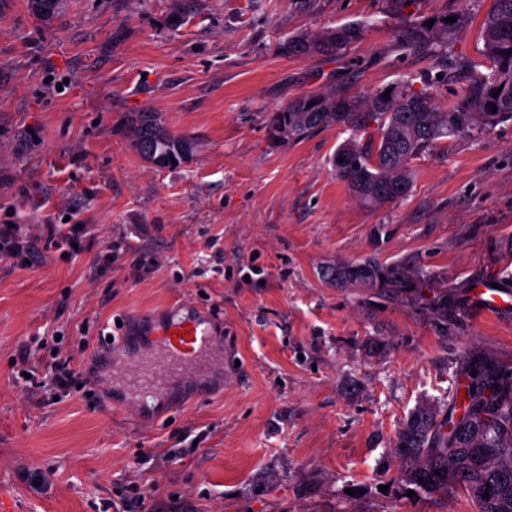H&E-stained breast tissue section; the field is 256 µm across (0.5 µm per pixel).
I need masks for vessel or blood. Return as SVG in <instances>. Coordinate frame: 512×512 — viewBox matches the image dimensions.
Returning <instances> with one entry per match:
<instances>
[{
    "label": "vessel or blood",
    "instance_id": "vessel-or-blood-1",
    "mask_svg": "<svg viewBox=\"0 0 512 512\" xmlns=\"http://www.w3.org/2000/svg\"><path fill=\"white\" fill-rule=\"evenodd\" d=\"M486 311H504L512 306L498 289L483 287L475 292ZM139 329L144 340L133 349L129 361L135 366L133 392L141 403L158 396L171 371L194 382L204 381L209 366L224 357V339L217 335L205 312L176 308L158 317L137 313L123 316L120 334Z\"/></svg>",
    "mask_w": 512,
    "mask_h": 512
}]
</instances>
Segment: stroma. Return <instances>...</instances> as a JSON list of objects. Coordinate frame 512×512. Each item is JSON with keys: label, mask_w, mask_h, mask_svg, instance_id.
Segmentation results:
<instances>
[{"label": "stroma", "mask_w": 512, "mask_h": 512, "mask_svg": "<svg viewBox=\"0 0 512 512\" xmlns=\"http://www.w3.org/2000/svg\"><path fill=\"white\" fill-rule=\"evenodd\" d=\"M0 0V225L20 237L63 219L80 250L0 259V489L14 512H135L139 492L182 512H477L463 491L409 493L392 454L401 420L440 406L470 353L512 364V310L479 313L476 287L512 278V119L438 141L408 195L360 203L332 165L348 138L320 128L273 143L294 97L366 95L399 79L450 107L488 72L493 0ZM466 13L450 45L469 68L436 76L394 31ZM349 22L335 57H288L298 32ZM161 113L193 153L161 168L136 150L135 112ZM423 272L396 297L328 269L364 257ZM447 296L448 313L432 304ZM210 309L224 366L209 396L181 382L117 409L112 378L62 389L58 356L87 361L113 319Z\"/></svg>", "instance_id": "1"}]
</instances>
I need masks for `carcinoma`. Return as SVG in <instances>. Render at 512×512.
<instances>
[{
    "mask_svg": "<svg viewBox=\"0 0 512 512\" xmlns=\"http://www.w3.org/2000/svg\"><path fill=\"white\" fill-rule=\"evenodd\" d=\"M423 18L405 24L394 36L396 46L426 52L446 76L466 67L448 54V45L466 23L464 14L448 23ZM364 24L346 23L316 34L296 33L280 44L288 56H334L358 42ZM484 55L491 68L477 74L450 107L434 106L411 91L407 81L387 84L365 97L339 92L300 95L270 113V138L288 130V141L299 142L314 130L340 125L350 136L336 150L346 164L336 175L362 202L374 206L404 198L412 182L411 159L448 136L475 138L505 118L512 119V0H495L483 24ZM389 96H384L385 91ZM499 91L498 96L491 93ZM141 155L162 168L180 164L193 151L187 136L171 133L158 112H135L128 120ZM369 135L365 142L361 135ZM336 284L386 288L403 293L419 274L399 265H384L373 257L342 264L333 273ZM465 398L454 393L445 414L422 405L403 423L394 454L406 468L397 480L425 494L464 489L478 512H512V366L470 355L462 359Z\"/></svg>",
    "mask_w": 512,
    "mask_h": 512,
    "instance_id": "cac0c4a2",
    "label": "carcinoma"
}]
</instances>
